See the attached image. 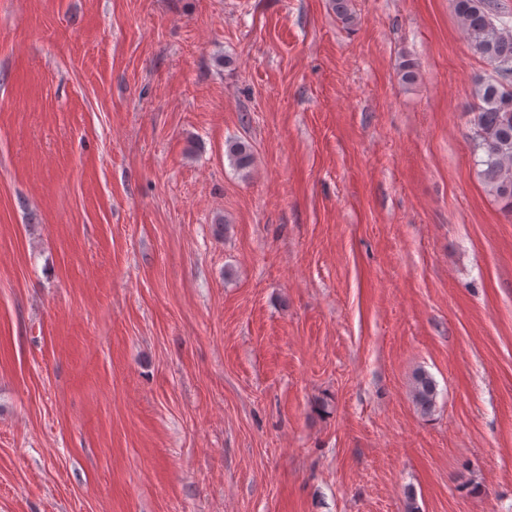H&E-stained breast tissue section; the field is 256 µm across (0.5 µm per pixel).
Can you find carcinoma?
<instances>
[{
    "mask_svg": "<svg viewBox=\"0 0 512 512\" xmlns=\"http://www.w3.org/2000/svg\"><path fill=\"white\" fill-rule=\"evenodd\" d=\"M471 52L485 60L492 74L475 83L480 101L472 121L470 135L478 177L503 212L512 215V26L511 15L501 10L497 0H454ZM398 81L412 86L418 68L411 59L401 62ZM228 153L236 167L247 171L254 163L249 145L231 141ZM411 396L424 415L432 413L437 403V383L427 371L415 372Z\"/></svg>",
    "mask_w": 512,
    "mask_h": 512,
    "instance_id": "carcinoma-1",
    "label": "carcinoma"
}]
</instances>
